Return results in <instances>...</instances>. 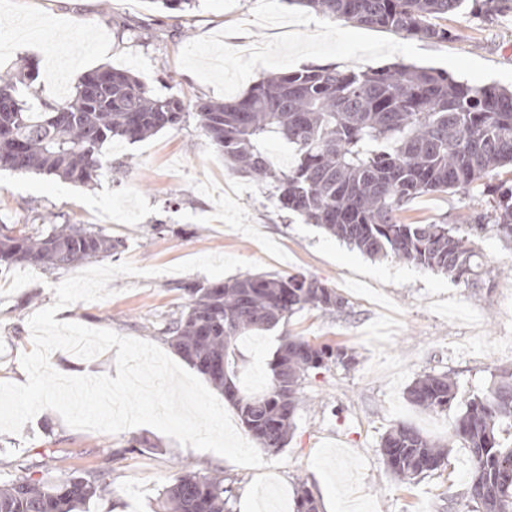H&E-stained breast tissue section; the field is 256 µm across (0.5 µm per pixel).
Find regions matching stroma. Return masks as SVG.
<instances>
[{"label": "stroma", "instance_id": "obj_1", "mask_svg": "<svg viewBox=\"0 0 512 512\" xmlns=\"http://www.w3.org/2000/svg\"><path fill=\"white\" fill-rule=\"evenodd\" d=\"M255 4L197 0L192 10L177 12L159 0H0V73L32 60H52L55 68L41 74L37 92L23 91L33 111L70 98L81 76L102 66L130 71L155 96L177 95L187 104L179 126L140 142L104 143L101 154L110 166L97 183L0 168V222L29 225L54 216L120 238L124 247L109 264L128 261L153 270V277H116L113 296L75 303L66 318L158 346L157 327L182 303L178 284L209 280L200 271L172 272L176 263L223 254L259 263L268 275L316 277L346 299V309L307 308L284 329L242 336L237 384L252 394L264 390L267 364L285 332L348 348L355 366L307 376L288 443L280 454H264L261 468L181 446L149 426L117 434L73 429L46 409L21 434L0 435V481L49 457L59 476L110 475L111 496L91 501L87 512H159V493L182 468L202 475L221 470L233 482L234 512L294 504L301 478L320 512H448L463 505L469 480L468 450L450 439L454 423L470 398L512 366V242L490 226L473 235L490 272L475 288L391 256L368 257L281 209L271 186L231 169L199 129L194 109L197 100L219 94L178 59L190 41L250 19ZM125 19L133 25L127 32L119 27ZM447 25L452 39L423 41L420 49L512 68V11L489 20L466 8ZM485 207L476 190L432 193L411 200L403 218L452 225ZM74 273L29 265L0 270V381L20 382V358L33 347L28 320L54 303L53 285ZM441 373L459 385L452 407L434 413L413 406L407 399L413 382ZM400 423L451 445L447 461L416 483L393 476L381 454L382 436ZM134 437L146 439L147 447L129 448ZM277 456L284 457L282 466H273Z\"/></svg>", "mask_w": 512, "mask_h": 512}]
</instances>
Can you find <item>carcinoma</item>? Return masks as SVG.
Segmentation results:
<instances>
[{"label":"carcinoma","instance_id":"cac0c4a2","mask_svg":"<svg viewBox=\"0 0 512 512\" xmlns=\"http://www.w3.org/2000/svg\"><path fill=\"white\" fill-rule=\"evenodd\" d=\"M337 21L419 40L446 42L448 27L435 23L464 0H298ZM484 17L512 10V0H472ZM31 72L0 74V167L22 173L93 183L103 169L100 147L114 137L146 139L182 122L186 104L158 98L127 70L100 67L82 76L72 98L45 104L36 115L19 98L18 82ZM200 130L233 169L275 189L281 207L306 217L369 256L393 257L478 285L487 272L469 237L443 222L406 224L401 214L414 197L470 192L480 186L487 208L470 216V229L486 224L512 240V90L495 83L458 81L433 68L393 64L354 69L309 67L265 78L232 100L196 103ZM278 136L297 161L276 171L263 148ZM498 178L488 184L486 179ZM122 243L82 224H52L40 232L0 228V267L18 263L47 271L110 257ZM185 304L160 334L184 359L224 391L251 436L270 453L287 443L309 372L355 365L344 347L282 337L267 388L248 395L234 382L235 344L249 331H269L305 308L341 312L347 301L303 273L250 275L232 282L177 286ZM458 395L447 374L425 375L408 389L415 406L444 411ZM512 427V369L471 398L453 437L470 457L464 497L469 512H512V448L501 442ZM382 455L395 476L414 480L439 469L447 445L399 424L381 438ZM296 512H319L299 481ZM112 493L103 472L35 479L18 475L0 484V512H83ZM232 483L221 473L199 476L180 469L162 492V512H233Z\"/></svg>","mask_w":512,"mask_h":512}]
</instances>
